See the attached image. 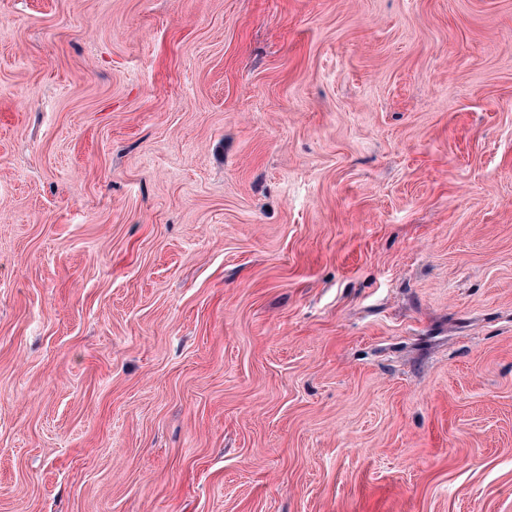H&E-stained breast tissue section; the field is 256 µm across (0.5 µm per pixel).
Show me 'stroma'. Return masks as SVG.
<instances>
[{"label":"stroma","instance_id":"35a3bbf8","mask_svg":"<svg viewBox=\"0 0 512 512\" xmlns=\"http://www.w3.org/2000/svg\"><path fill=\"white\" fill-rule=\"evenodd\" d=\"M0 512H512V0H0Z\"/></svg>","mask_w":512,"mask_h":512}]
</instances>
